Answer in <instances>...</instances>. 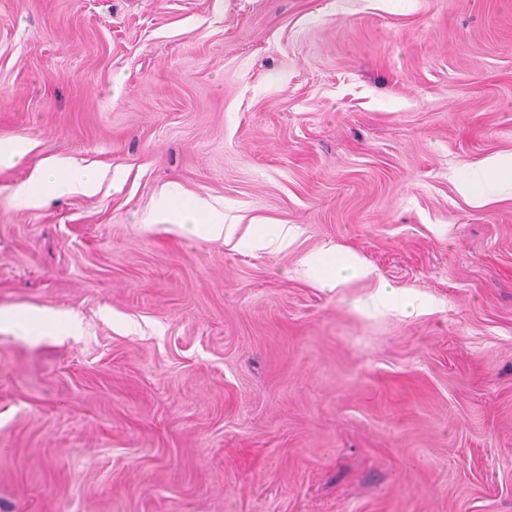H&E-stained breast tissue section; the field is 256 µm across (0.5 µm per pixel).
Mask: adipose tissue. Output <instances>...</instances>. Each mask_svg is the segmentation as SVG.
<instances>
[{
    "label": "adipose tissue",
    "mask_w": 512,
    "mask_h": 512,
    "mask_svg": "<svg viewBox=\"0 0 512 512\" xmlns=\"http://www.w3.org/2000/svg\"><path fill=\"white\" fill-rule=\"evenodd\" d=\"M512 180V155L496 156L486 161L481 179L459 177V193L473 203H484L488 195L486 185L498 182L501 178ZM96 172L76 168L61 162L40 170L35 178L24 185L20 193L23 198L35 200L47 195H63L72 191L94 192L97 187ZM161 221L179 225L187 233L211 240L228 242L234 233L233 225L224 221V213L199 199L187 200L181 197L166 196L160 203ZM306 276L318 279L322 286L336 287L340 278H366L371 269L351 252L335 253L329 250L306 254L301 260Z\"/></svg>",
    "instance_id": "1"
}]
</instances>
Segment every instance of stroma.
Wrapping results in <instances>:
<instances>
[{
  "instance_id": "35a3bbf8",
  "label": "stroma",
  "mask_w": 512,
  "mask_h": 512,
  "mask_svg": "<svg viewBox=\"0 0 512 512\" xmlns=\"http://www.w3.org/2000/svg\"><path fill=\"white\" fill-rule=\"evenodd\" d=\"M0 141V308L79 325L0 328V512H512V0H0ZM507 175L508 185L512 190V155L496 156L488 159L483 165L481 180L461 176L457 180L459 193L475 204H483L489 197L485 185L498 182ZM97 182L96 172L59 162L40 170L30 183L20 189V194L24 199L36 200L41 196L63 195L71 191L93 193ZM159 217L161 222H173L189 234L225 243L231 241L236 225L224 224V211L196 198L164 196ZM306 276L317 278L323 287L334 288L341 277L367 278L372 270L351 252L317 251L306 254L301 260ZM331 267L328 269V267Z\"/></svg>"
}]
</instances>
